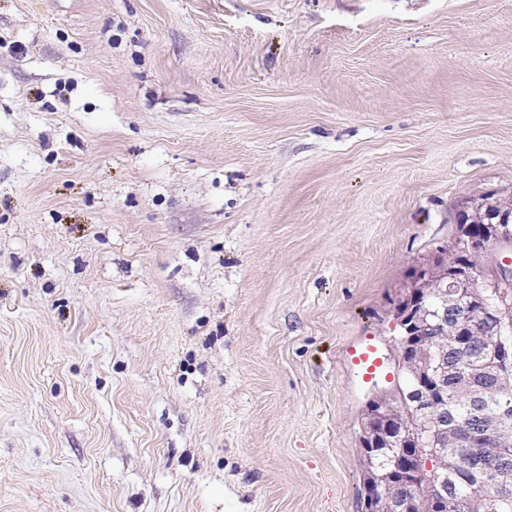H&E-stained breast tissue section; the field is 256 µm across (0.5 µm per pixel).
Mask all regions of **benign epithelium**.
Segmentation results:
<instances>
[{"mask_svg": "<svg viewBox=\"0 0 512 512\" xmlns=\"http://www.w3.org/2000/svg\"><path fill=\"white\" fill-rule=\"evenodd\" d=\"M455 256L420 269L396 313L401 328L395 390L373 400L360 439L366 512H451L460 468L452 452L479 440L469 485L490 487L484 512L512 492V270L487 271L475 257L512 247V198L481 196L459 217ZM469 424L448 421V401ZM391 466L375 464L382 451Z\"/></svg>", "mask_w": 512, "mask_h": 512, "instance_id": "1", "label": "benign epithelium"}]
</instances>
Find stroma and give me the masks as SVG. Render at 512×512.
<instances>
[{
  "label": "stroma",
  "instance_id": "1",
  "mask_svg": "<svg viewBox=\"0 0 512 512\" xmlns=\"http://www.w3.org/2000/svg\"><path fill=\"white\" fill-rule=\"evenodd\" d=\"M485 194L512 0H0V512H365ZM350 353L352 363L361 369L364 379L372 378L382 369L381 358L374 346L366 345L359 349L354 348Z\"/></svg>",
  "mask_w": 512,
  "mask_h": 512
}]
</instances>
